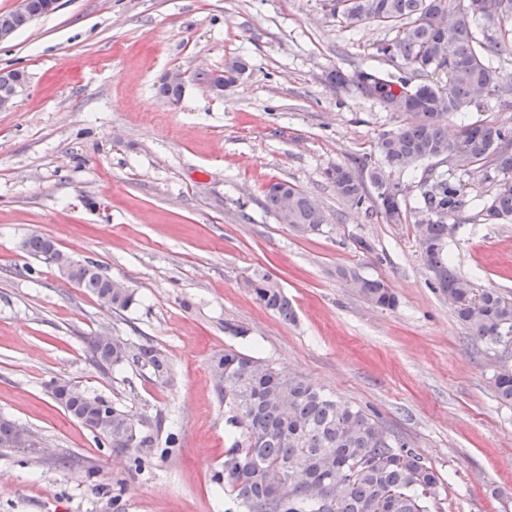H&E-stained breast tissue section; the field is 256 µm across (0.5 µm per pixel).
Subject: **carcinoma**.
Here are the masks:
<instances>
[{
  "label": "carcinoma",
  "mask_w": 512,
  "mask_h": 512,
  "mask_svg": "<svg viewBox=\"0 0 512 512\" xmlns=\"http://www.w3.org/2000/svg\"><path fill=\"white\" fill-rule=\"evenodd\" d=\"M54 0H23L19 8L0 13L18 31L51 11ZM331 11L341 13L349 27L365 22L391 26L395 36L378 53L398 61L404 70L388 72L365 67L347 78L338 71L328 75L337 86L377 101L397 118V125L375 142L380 165L363 171L336 164L325 172L336 194L352 207H361L367 186L376 193L375 209L386 224H404L414 216L416 232L430 285L468 330L471 341L485 346L500 337H512V296L497 289H476L448 262V240L457 218L470 206L480 208L483 221L512 220V124L476 120L448 134L449 116L465 112L478 91L487 100L512 93L492 65L505 40L479 27L512 21V0L499 12L477 14L470 0H332ZM407 107L393 110L398 95ZM450 168H440L443 160ZM421 171L415 206H408L400 180L393 175ZM478 175L492 188L484 200L470 197L464 178ZM263 204L277 218L304 233L322 231L326 214L317 200L296 185L280 180L263 190ZM53 241L28 236L22 249L43 263H52ZM346 283L372 306L393 310L397 297L379 279L338 270ZM68 281L107 300L114 311L138 302L130 288L110 287L101 268L78 267ZM254 300L287 322L296 315L288 297L265 271L244 280ZM94 365L102 370L125 364L147 371L158 380L169 376L164 352L148 341L100 336L85 338ZM224 394L227 422L243 427L241 440L224 453V485L240 512H431L441 478L414 449L401 442L377 416L352 406L307 383L297 374L235 351H224L212 365ZM497 400L512 406V370L500 368L493 377ZM58 402L94 437L110 447L134 453V463L174 446L156 451L155 437L137 428L121 405L83 389L71 391ZM18 425L0 418V448L16 443Z\"/></svg>",
  "instance_id": "cac0c4a2"
}]
</instances>
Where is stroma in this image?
Instances as JSON below:
<instances>
[{
  "label": "stroma",
  "instance_id": "obj_1",
  "mask_svg": "<svg viewBox=\"0 0 512 512\" xmlns=\"http://www.w3.org/2000/svg\"><path fill=\"white\" fill-rule=\"evenodd\" d=\"M328 3L59 0L0 42V69L28 76L0 111V417L36 442L0 448V512H231L217 478L239 431L211 370L228 349L377 415L441 474L434 512H512L499 363L430 288L414 222L350 207L326 179L336 163L373 166L393 126L326 73L396 68L377 53L391 27H347ZM236 56L249 69L224 94L198 81ZM174 69L185 75L175 105L157 94ZM279 179L321 203V233L264 209ZM35 230L101 264L137 304L112 312L30 257L21 242ZM448 254L476 287L512 293V222L469 212ZM340 268L384 281L397 307L367 303ZM256 270L296 322L254 301L243 280ZM104 330L157 345L170 380L95 366L85 339ZM59 379L120 403L145 431L175 433L174 447L135 470L55 401Z\"/></svg>",
  "mask_w": 512,
  "mask_h": 512
}]
</instances>
